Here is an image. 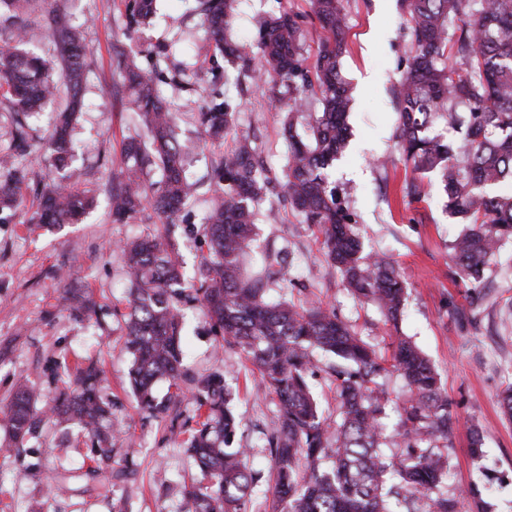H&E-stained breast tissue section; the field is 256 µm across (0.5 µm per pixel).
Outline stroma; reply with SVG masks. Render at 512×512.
<instances>
[{
    "instance_id": "1",
    "label": "stroma",
    "mask_w": 512,
    "mask_h": 512,
    "mask_svg": "<svg viewBox=\"0 0 512 512\" xmlns=\"http://www.w3.org/2000/svg\"><path fill=\"white\" fill-rule=\"evenodd\" d=\"M343 5L349 18L342 74L352 93L350 136L329 180L354 214L366 251L389 256L406 279L403 315L394 327L376 306L356 300L327 267L301 217L279 201L264 204L260 237L291 251L289 276L296 287L285 293L270 289L268 297L294 301L298 288H306L309 298L329 304L386 356L393 335L414 343L437 369L452 413L444 493L455 500L457 512H512V422L499 405V393L512 377V241L501 246L476 292L455 283L450 252L460 227L443 210L437 186H429L419 201L402 193L411 172L398 149L393 87L411 51L403 2ZM285 6L303 12L307 0H240L232 39L254 48L260 21ZM194 7L195 0H158L149 24L131 32L126 0H63L67 22L85 45L84 106L73 132L75 157L63 173L39 152L66 91H59L53 108L26 119L37 154L24 163V202L0 215V409L25 383L38 393L37 409L46 410L72 387L78 369L97 366L102 394L112 405V465L126 467L128 481L122 491L110 487L105 473L88 481L92 455L86 434L50 418L20 448L10 449L9 423L0 413V512H112L117 500L126 512H183L184 480L195 470L185 451L187 423L195 414L191 394L198 381L214 374L238 382L232 406L243 423L239 439L248 467L269 469L263 435L274 404L242 354H216V338L198 303L182 306L181 405L148 414L128 384L131 356L120 310L129 282L118 244L151 231L155 218L148 210L131 223L116 224L110 213L122 141L146 135L136 113L116 95L119 53L135 55L142 69L160 78L177 115V137L192 150L188 177L196 192L179 217L177 240L187 276H194L207 253L202 221L216 193L212 166L234 145L230 134L222 146L206 142L196 114L208 96L216 92L238 104L239 128L254 135L269 176L282 177L288 164L284 113L268 106L250 72L231 69L213 80L212 53ZM60 181L92 191L94 208L78 224H31L35 188ZM72 288L91 294L94 313L73 309L67 298ZM475 429L483 436L478 458L469 452Z\"/></svg>"
}]
</instances>
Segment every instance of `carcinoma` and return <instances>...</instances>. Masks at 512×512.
I'll return each mask as SVG.
<instances>
[{"mask_svg":"<svg viewBox=\"0 0 512 512\" xmlns=\"http://www.w3.org/2000/svg\"><path fill=\"white\" fill-rule=\"evenodd\" d=\"M37 0H0V31L12 43L0 48V97L16 115L37 112L51 103L56 84L42 56L31 50L41 35L54 39L63 63L69 99L55 121L44 157L63 170L75 146L72 130L82 109L84 47L66 26L59 6L43 10L38 26L31 13ZM201 23L214 52L234 64L244 49L226 31L237 0H198ZM309 11L283 7L263 20L253 73L272 105L289 108L282 137L288 168L272 180L256 157L250 136L236 135L234 149L213 169L220 193L204 221L209 257L198 268L194 288L221 347L251 361L260 381L274 396L276 415L265 447L270 468L262 475L244 463L235 445L241 422L230 406L225 378L199 382L193 399L198 420L187 440L200 479L187 493L186 512H248L262 492L270 512H391L390 498L418 500L423 512H456L440 492L448 473V395L430 361L407 339H398L391 369L406 382L399 402L381 379L388 373L376 349L352 325L320 301L303 305L272 302L267 290L288 285L289 254L282 248L260 252L257 269L248 272L243 256L258 237L256 217L269 194L287 202L303 223L315 229L328 264L359 300L380 309L397 325L408 283L393 261L365 250L352 216L328 182L329 169L345 147L350 90L342 75L347 15L342 0H308ZM157 0H128L129 24H145ZM412 50L405 76L393 94L400 115L398 146L411 177L404 192L425 195L424 179L439 178L444 210L464 225L452 242L458 281L476 288L484 280L501 244L512 240V194L491 189L512 180V0H404ZM320 32L312 64L304 56L307 24ZM128 103L148 140L129 138L123 145L125 168L112 176V223L128 224L145 209L155 229L123 246L130 297L126 344L133 362L130 384L140 408L160 409L155 384L177 385L182 377L181 320L176 300L184 293V274L172 238L177 217L193 194L186 175L189 150L173 130V112L154 79L134 58L118 59ZM317 98L320 110L305 101ZM238 106L214 96L199 113L204 133L214 143L237 127ZM463 134L457 143L438 127ZM0 213L17 208L24 170L0 156ZM158 169L162 178L146 184ZM37 224H72L91 206L88 195L62 184L36 192ZM335 359L329 366L336 389V419L323 415L308 383L316 368L313 353ZM100 373L79 371L76 387L56 400L51 415L80 426L98 461L112 453V430L105 425L111 407L99 394ZM397 427L386 432L389 404ZM14 445H21L40 422L33 390L19 387L6 407ZM392 445L401 454L387 456Z\"/></svg>","mask_w":512,"mask_h":512,"instance_id":"obj_1","label":"carcinoma"}]
</instances>
